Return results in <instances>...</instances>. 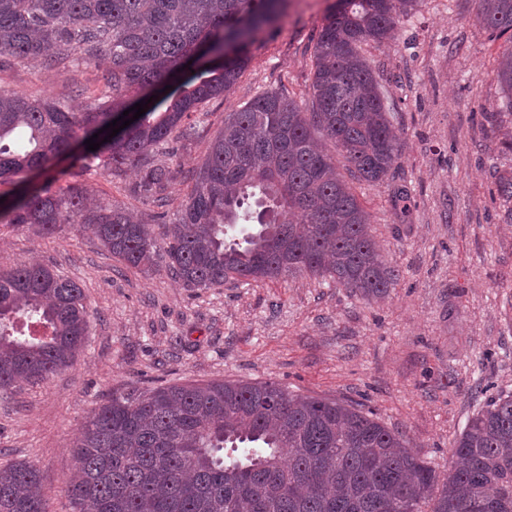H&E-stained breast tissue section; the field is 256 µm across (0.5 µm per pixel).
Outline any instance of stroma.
<instances>
[{
	"instance_id": "obj_1",
	"label": "stroma",
	"mask_w": 512,
	"mask_h": 512,
	"mask_svg": "<svg viewBox=\"0 0 512 512\" xmlns=\"http://www.w3.org/2000/svg\"><path fill=\"white\" fill-rule=\"evenodd\" d=\"M335 0H287L260 34L233 89L206 104L187 148L167 156L169 207L229 113L260 92L287 87L311 107L314 49ZM479 0H419L393 37L363 45L401 151L383 182L351 180L375 240L399 272L375 302L330 280H280L188 288L166 268L126 266L79 224L50 238L0 234V270L37 260L82 288L89 336L73 365L0 396V467L39 471L49 512H72L64 492L71 449L86 419L113 393L210 381H275L374 412L437 473L490 397L512 394V223L497 174L512 173V117L502 114L496 65L506 36L477 20ZM95 69L67 76L32 63L0 70V92L66 101L98 95ZM135 178L83 180L103 201L149 215L126 190Z\"/></svg>"
}]
</instances>
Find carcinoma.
I'll return each mask as SVG.
<instances>
[{"mask_svg":"<svg viewBox=\"0 0 512 512\" xmlns=\"http://www.w3.org/2000/svg\"><path fill=\"white\" fill-rule=\"evenodd\" d=\"M417 0H336L315 45L311 111L284 87L224 119L190 190L168 222L170 140L199 135L201 107L236 84L249 49L282 0H0V65L39 60L66 74L105 64L104 90L82 112L63 101L0 95V185L27 184L75 153L79 171L0 203V226L43 238L91 224L100 244L133 268L165 267L189 288L329 278L370 302L398 270L379 252L369 215L316 135L346 169L380 182L399 152L379 82L360 54L392 36ZM478 21L512 32V0H483ZM193 74L108 137L104 126L148 100L175 73ZM496 78L512 110V47ZM197 120L188 125L191 115ZM98 134L100 148L85 141ZM137 170L130 194L157 208L158 241L132 210L92 202L76 177ZM64 184H59V181ZM36 323L37 339L18 328ZM89 313L82 288L51 267L0 271V393L70 367ZM442 478L373 414L295 394L274 381L159 386L112 394L72 448L65 491L76 512H512V395L491 398L454 443ZM35 465L0 469V512H48Z\"/></svg>","mask_w":512,"mask_h":512,"instance_id":"1","label":"carcinoma"}]
</instances>
